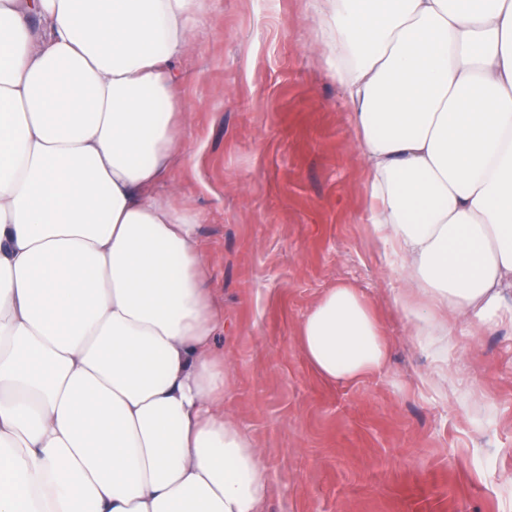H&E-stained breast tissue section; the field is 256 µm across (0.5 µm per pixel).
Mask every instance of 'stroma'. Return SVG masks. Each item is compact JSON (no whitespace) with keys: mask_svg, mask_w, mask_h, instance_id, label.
<instances>
[{"mask_svg":"<svg viewBox=\"0 0 512 512\" xmlns=\"http://www.w3.org/2000/svg\"><path fill=\"white\" fill-rule=\"evenodd\" d=\"M324 29L315 0H208L176 64L190 156L164 186L200 217L224 410L263 450L265 512H512V324L419 336L404 319ZM340 284L388 350L351 383L317 375L297 338Z\"/></svg>","mask_w":512,"mask_h":512,"instance_id":"obj_1","label":"stroma"}]
</instances>
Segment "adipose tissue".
Returning <instances> with one entry per match:
<instances>
[{
  "instance_id": "obj_1",
  "label": "adipose tissue",
  "mask_w": 512,
  "mask_h": 512,
  "mask_svg": "<svg viewBox=\"0 0 512 512\" xmlns=\"http://www.w3.org/2000/svg\"><path fill=\"white\" fill-rule=\"evenodd\" d=\"M370 174V225L455 320H512V0H317ZM205 0H0V512H263L261 450L220 411L174 63ZM298 340L324 379L386 363L355 288Z\"/></svg>"
}]
</instances>
